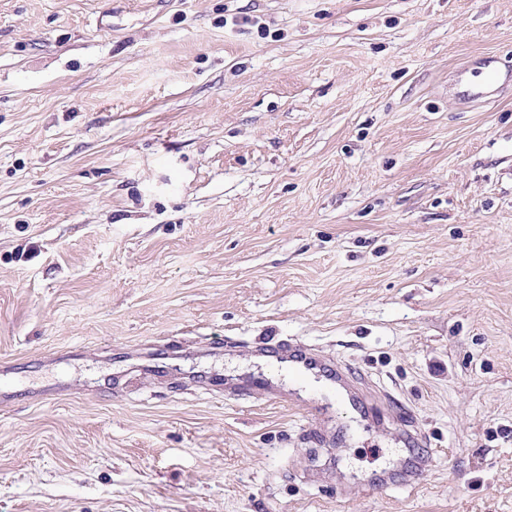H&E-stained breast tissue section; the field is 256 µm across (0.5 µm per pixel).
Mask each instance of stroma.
<instances>
[{
    "instance_id": "35a3bbf8",
    "label": "stroma",
    "mask_w": 512,
    "mask_h": 512,
    "mask_svg": "<svg viewBox=\"0 0 512 512\" xmlns=\"http://www.w3.org/2000/svg\"><path fill=\"white\" fill-rule=\"evenodd\" d=\"M492 68L512 0H0V512H512ZM290 351L294 357L288 356ZM263 353L274 358L282 367L297 371L299 374H306L308 371H316L318 369L315 354L310 348L297 342H286L279 340L273 345H269L263 349Z\"/></svg>"
}]
</instances>
